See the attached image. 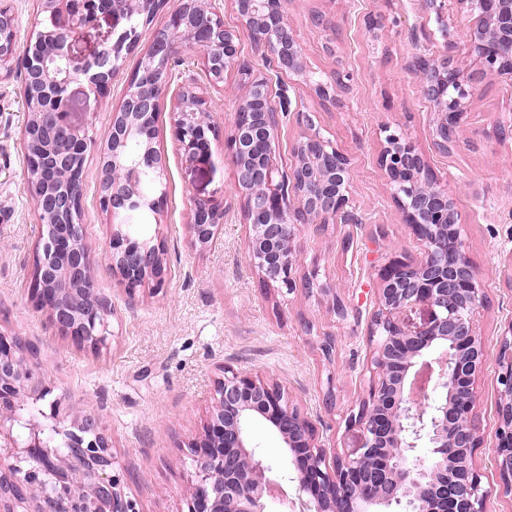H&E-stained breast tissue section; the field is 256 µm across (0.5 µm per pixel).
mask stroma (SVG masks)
Listing matches in <instances>:
<instances>
[{
  "label": "stroma",
  "instance_id": "1",
  "mask_svg": "<svg viewBox=\"0 0 512 512\" xmlns=\"http://www.w3.org/2000/svg\"><path fill=\"white\" fill-rule=\"evenodd\" d=\"M455 33L445 41L434 14L422 0H288V19L302 52L303 74L278 69L242 26L233 0H224V25L238 34L241 62L270 77L274 97H286L276 158L282 171L295 164L293 144L319 132L351 166L347 186L354 224H300L292 248L296 279L315 277L326 291L288 292L262 284L246 255L250 226L234 189L225 140L236 109L241 75L224 73V85L200 82L210 98L215 133L210 153L187 161L172 134V97H164L156 147L165 166L167 200L158 230L166 243L168 277L162 290L146 285L128 295L103 260L110 219L101 210L94 179L83 186L81 224L95 263L96 284L112 300V331L106 345L83 348L61 336L30 299L32 265L40 224L27 189L21 144L25 123L23 77H0V333L19 336L35 352L37 376L61 400L67 418L48 417L38 402L43 428H67L71 419L101 417L126 499L138 512H185L195 482L191 443L203 431L214 404L215 385L225 366L282 385L313 423L329 455L356 452L357 429L346 416L368 395L371 349L367 327L376 307L379 271L392 256L417 261L424 246L404 224L394 190L380 163L388 130L412 139L426 156L436 181L447 189L463 226L464 247L485 292L477 322L486 344V366L477 382L474 410L483 429L476 454L482 487H495L488 512H512V495L498 491L491 457L496 446L499 341L512 323V136L499 123L512 121V78L485 75L467 105V140L445 154L433 146L434 107L412 73L416 58L452 52L467 71L480 64L468 37L477 15L447 0ZM322 16L323 26L312 23ZM138 55L129 56L104 102L86 84L72 86L74 109L88 113L99 144L109 134L110 114L120 104L127 75ZM337 84L333 98L315 91L316 82ZM309 113L311 125L298 121ZM223 200L224 224L207 248L194 247L186 233L191 201ZM348 316H339L336 303ZM331 355H324L325 338ZM334 404H327V397Z\"/></svg>",
  "mask_w": 512,
  "mask_h": 512
}]
</instances>
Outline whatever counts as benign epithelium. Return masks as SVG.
Masks as SVG:
<instances>
[{"label":"benign epithelium","instance_id":"obj_1","mask_svg":"<svg viewBox=\"0 0 512 512\" xmlns=\"http://www.w3.org/2000/svg\"><path fill=\"white\" fill-rule=\"evenodd\" d=\"M441 32L450 34L446 0H423ZM476 13L469 31L481 72L512 76V0H457ZM288 0H235L237 12L253 40L272 55L279 69L303 73L301 49L288 25ZM166 0H39L37 19L21 65L26 121L22 144L28 189L42 233L37 243L31 299L63 336L98 349L111 335V299L92 278V263L83 241L81 187L89 177L99 190L100 208L111 216V232L102 251L125 290L145 284L160 288L168 267L164 241L147 231L133 232L127 216L160 215L163 163L149 129L155 127L162 88L177 103L173 135L186 159L209 154L211 102L196 91V74L184 69L172 78L179 48L200 52L206 81L218 87L224 72L238 67L242 79L226 151L235 172V187L244 202L251 232L247 258L265 283L297 288L292 276L294 226L354 223L347 210L349 162L320 133L312 132L293 148L295 164L287 176L275 157L279 113L287 111L270 94L264 73L240 63L238 35L224 27L223 0H181L162 28H153ZM108 18L112 44L83 63L74 61L68 40L77 30ZM149 41L141 45L145 32ZM141 50L138 70L162 69L154 86L133 73L121 104L113 109L106 158L90 172L85 156L92 147L89 120L72 112L71 86L87 84L96 100L122 70L119 61ZM16 24L0 6V74L16 62ZM412 71L435 108L434 145L449 153L457 145L465 108L476 90L454 57L418 58ZM136 139L134 155L125 144ZM381 165L394 186L404 222L423 242L424 257L412 262L393 257L380 271L377 307L368 326L373 352L368 399L346 418L363 434L354 458L334 457L318 442L315 429L285 389L231 366L215 387L216 405L199 440L197 482L187 512H267L281 482L297 484L305 512H487L491 490L481 486L476 451L483 435L474 420L477 381L485 362V344L476 323L484 304L478 272L463 243L452 199L436 182L428 161L410 138L390 133ZM151 171L152 185L139 180ZM293 192L294 208L286 206ZM224 222L217 199L193 201L187 234L193 246L207 247ZM427 312L418 327L405 323L415 308ZM29 345L0 334V429L29 399L50 394L29 366ZM501 385L497 402L493 465L500 488L512 493V322L502 335ZM266 423L283 443L284 465L274 472L250 429ZM60 452L30 428L27 441L0 443V512H136L125 499L102 423L74 419L61 432Z\"/></svg>","mask_w":512,"mask_h":512}]
</instances>
